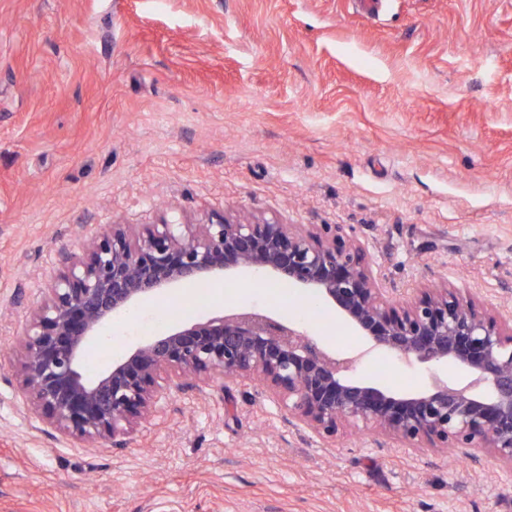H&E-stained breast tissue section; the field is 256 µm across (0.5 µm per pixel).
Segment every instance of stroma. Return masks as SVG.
<instances>
[{
  "instance_id": "obj_1",
  "label": "stroma",
  "mask_w": 512,
  "mask_h": 512,
  "mask_svg": "<svg viewBox=\"0 0 512 512\" xmlns=\"http://www.w3.org/2000/svg\"><path fill=\"white\" fill-rule=\"evenodd\" d=\"M340 225L398 288L512 309V0H0V512H512L481 448H332L259 392L163 400L123 448L33 414L15 347L94 236L176 217ZM206 288L183 315L170 301ZM116 317L88 375L184 319L248 308L346 355L327 308L246 278ZM401 389L464 370L378 351Z\"/></svg>"
}]
</instances>
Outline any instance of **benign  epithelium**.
I'll return each mask as SVG.
<instances>
[{
    "mask_svg": "<svg viewBox=\"0 0 512 512\" xmlns=\"http://www.w3.org/2000/svg\"><path fill=\"white\" fill-rule=\"evenodd\" d=\"M258 276L329 307L365 346L340 357L290 322L224 311L184 322L86 375L91 347L114 316L186 281ZM375 351L450 363L470 379L398 391L355 377ZM16 356L30 407L77 442L124 446L163 398L219 377L277 400L325 448L346 426L402 448L483 444L512 467V314L481 308L446 284L385 287L363 246L335 224L313 231L224 216L207 224L164 218L136 234L114 224L83 255L62 253Z\"/></svg>",
    "mask_w": 512,
    "mask_h": 512,
    "instance_id": "7a95c632",
    "label": "benign epithelium"
}]
</instances>
